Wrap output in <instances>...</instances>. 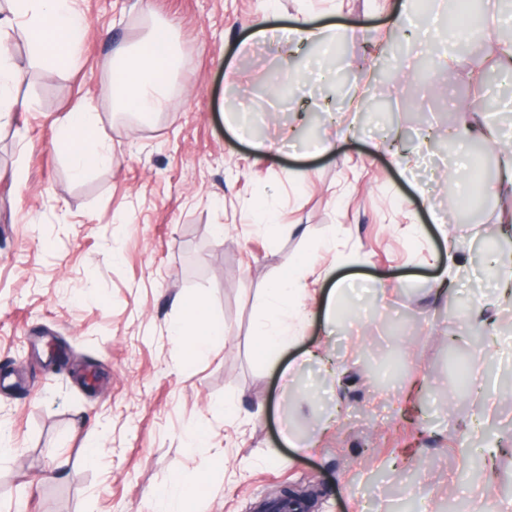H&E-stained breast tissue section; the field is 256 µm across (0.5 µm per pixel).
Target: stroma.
<instances>
[{
	"label": "stroma",
	"mask_w": 512,
	"mask_h": 512,
	"mask_svg": "<svg viewBox=\"0 0 512 512\" xmlns=\"http://www.w3.org/2000/svg\"><path fill=\"white\" fill-rule=\"evenodd\" d=\"M398 0H78L88 27L69 65L45 73L21 30L6 40L26 110L0 116V512H156L155 493L200 473L191 512H258L285 486L315 512H506L512 503V301L474 252L502 196L490 172L512 150V79L449 75L398 39ZM355 30L342 56L254 38L257 18ZM154 21L180 66L148 124L115 114L112 51ZM301 82L286 86L284 64ZM96 109L112 165L73 178L54 146L78 100ZM475 106L497 135L466 153L432 138ZM353 126L330 154L316 141ZM283 140L257 160L253 141ZM419 156L413 173L391 154ZM478 200L482 224L448 220ZM268 202L271 223L255 207ZM443 224H435V217ZM466 254L451 296L432 289L448 243ZM313 255L326 294L356 274L353 327L311 315L277 362L256 349L266 290ZM203 298L224 338L200 357L171 340L182 300ZM489 300L493 322L467 310ZM70 350L50 363L46 337ZM316 347L335 361L283 371ZM456 350L489 384L461 391ZM205 429L208 445L190 436ZM310 440L289 447L285 433ZM101 445L96 464L88 444ZM223 461H215V453Z\"/></svg>",
	"instance_id": "obj_1"
}]
</instances>
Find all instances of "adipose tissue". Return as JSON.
I'll return each mask as SVG.
<instances>
[{
	"mask_svg": "<svg viewBox=\"0 0 512 512\" xmlns=\"http://www.w3.org/2000/svg\"><path fill=\"white\" fill-rule=\"evenodd\" d=\"M10 2V13L44 70L57 71L73 60L86 28V18L75 9V0ZM253 35L270 42L314 44L324 50L335 39L353 38L354 31L313 26L300 18L291 26L276 27L268 25L262 17L255 22ZM114 62L112 103L115 111L144 119L166 107L169 89L165 77L180 62L168 26H153L136 51L117 52ZM99 123L98 113L85 104L75 106L60 120L55 145L68 157L75 175L112 161L111 152L104 147ZM305 293L306 286L296 274L281 277L269 286V321L256 331L263 352H276L285 347V331L278 324V316ZM223 335V327L208 320L206 303L201 299L186 306L183 321L172 333L175 347L188 356L203 354Z\"/></svg>",
	"mask_w": 512,
	"mask_h": 512,
	"instance_id": "obj_1",
	"label": "adipose tissue"
}]
</instances>
